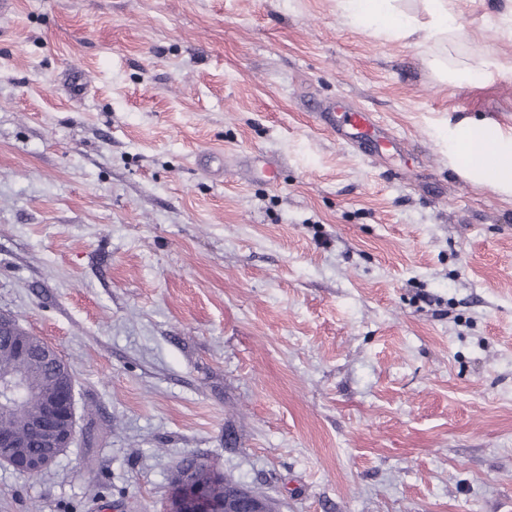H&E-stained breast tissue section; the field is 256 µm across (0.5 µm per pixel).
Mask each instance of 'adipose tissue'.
Here are the masks:
<instances>
[{
    "mask_svg": "<svg viewBox=\"0 0 512 512\" xmlns=\"http://www.w3.org/2000/svg\"><path fill=\"white\" fill-rule=\"evenodd\" d=\"M344 13L357 26L379 37L407 39L430 30L448 34L459 16L451 0H422L428 15L426 25H417L397 0H340ZM438 135L448 149V162L474 184L492 188L512 198V135L495 123L463 117L442 127Z\"/></svg>",
    "mask_w": 512,
    "mask_h": 512,
    "instance_id": "obj_1",
    "label": "adipose tissue"
}]
</instances>
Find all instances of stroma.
<instances>
[{
  "instance_id": "stroma-1",
  "label": "stroma",
  "mask_w": 512,
  "mask_h": 512,
  "mask_svg": "<svg viewBox=\"0 0 512 512\" xmlns=\"http://www.w3.org/2000/svg\"><path fill=\"white\" fill-rule=\"evenodd\" d=\"M456 4L420 47L339 0L0 13V314L76 416L41 475L0 464V512H165L188 455L276 512H512V199L437 134L512 132V36ZM356 108L366 151L316 118ZM348 126L355 132H348L344 129ZM383 128L371 112L357 111L349 112L343 125L336 127V134L339 138L352 137L359 140L362 144L370 142V135L377 136Z\"/></svg>"
}]
</instances>
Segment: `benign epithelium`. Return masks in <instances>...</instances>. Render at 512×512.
<instances>
[{
  "mask_svg": "<svg viewBox=\"0 0 512 512\" xmlns=\"http://www.w3.org/2000/svg\"><path fill=\"white\" fill-rule=\"evenodd\" d=\"M8 330L13 340L6 342L15 362H23L30 356L32 336H16L13 324L0 318V325ZM41 355L55 368V382L51 391L36 396L38 413L29 414L0 400V463L7 462L14 470L36 476L70 447L75 439V385L72 373L57 352L47 343L41 345ZM24 375L14 371L0 370V391L9 392L14 387L24 386ZM24 415L26 434L12 424L17 415ZM34 438L39 451L31 455L17 453L27 447L28 438ZM214 471L205 460L193 459V467L186 471L180 486L172 495L173 504L167 512H272L271 505L252 491L237 485L235 493L222 499L213 496L209 487L197 480V472Z\"/></svg>",
  "mask_w": 512,
  "mask_h": 512,
  "instance_id": "1",
  "label": "benign epithelium"
}]
</instances>
